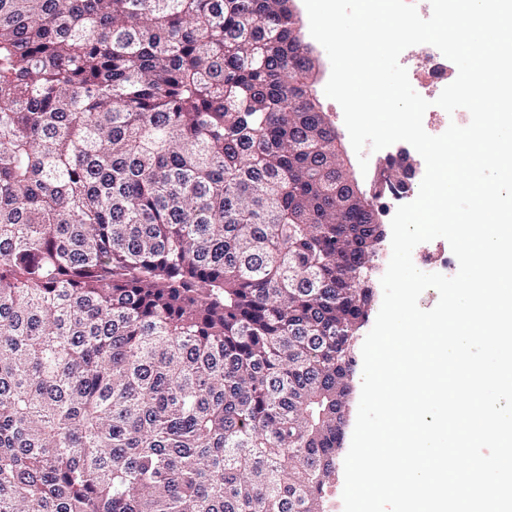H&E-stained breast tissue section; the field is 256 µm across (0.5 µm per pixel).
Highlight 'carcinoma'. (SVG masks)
Segmentation results:
<instances>
[{"label": "carcinoma", "instance_id": "1", "mask_svg": "<svg viewBox=\"0 0 512 512\" xmlns=\"http://www.w3.org/2000/svg\"><path fill=\"white\" fill-rule=\"evenodd\" d=\"M289 0H0V512H326L382 238Z\"/></svg>", "mask_w": 512, "mask_h": 512}]
</instances>
